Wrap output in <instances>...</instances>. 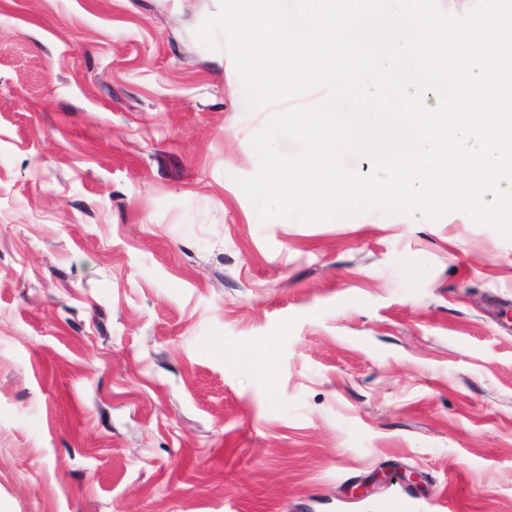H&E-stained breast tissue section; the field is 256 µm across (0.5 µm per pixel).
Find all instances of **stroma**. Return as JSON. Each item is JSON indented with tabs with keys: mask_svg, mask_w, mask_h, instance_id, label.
I'll use <instances>...</instances> for the list:
<instances>
[{
	"mask_svg": "<svg viewBox=\"0 0 512 512\" xmlns=\"http://www.w3.org/2000/svg\"><path fill=\"white\" fill-rule=\"evenodd\" d=\"M219 9L0 0V512H512V240L259 222Z\"/></svg>",
	"mask_w": 512,
	"mask_h": 512,
	"instance_id": "stroma-1",
	"label": "stroma"
}]
</instances>
